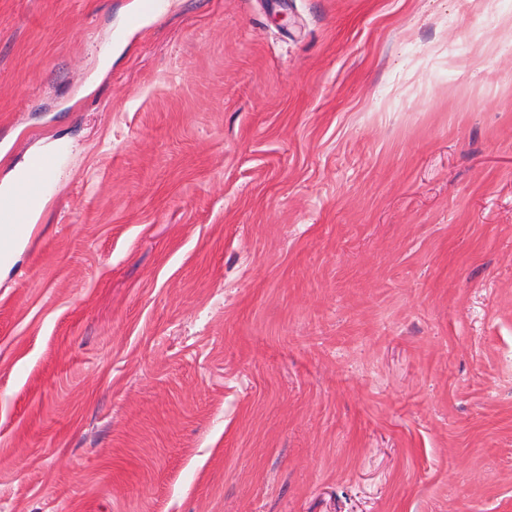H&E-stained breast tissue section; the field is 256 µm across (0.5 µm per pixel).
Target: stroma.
<instances>
[{"label":"stroma","mask_w":512,"mask_h":512,"mask_svg":"<svg viewBox=\"0 0 512 512\" xmlns=\"http://www.w3.org/2000/svg\"><path fill=\"white\" fill-rule=\"evenodd\" d=\"M512 0H0V512H512ZM53 163L50 157L36 159L27 169L13 190L0 193V223L11 224L7 230L0 226V252L7 259L17 246L28 238L32 224H14V218L26 209L36 205L45 183V176Z\"/></svg>","instance_id":"obj_1"}]
</instances>
